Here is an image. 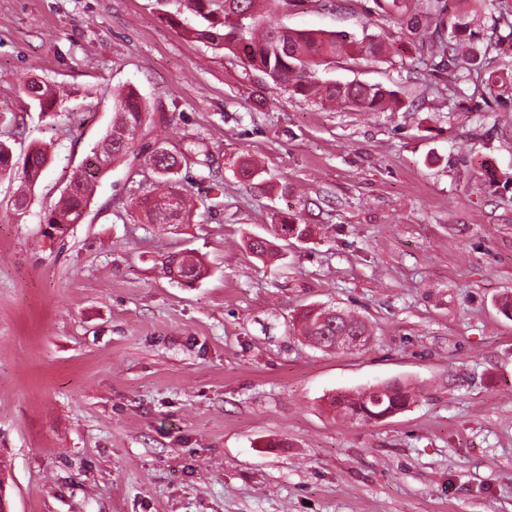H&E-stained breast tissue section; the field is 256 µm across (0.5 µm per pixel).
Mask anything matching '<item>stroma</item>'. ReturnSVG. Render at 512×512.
<instances>
[{
    "mask_svg": "<svg viewBox=\"0 0 512 512\" xmlns=\"http://www.w3.org/2000/svg\"><path fill=\"white\" fill-rule=\"evenodd\" d=\"M372 0H273L263 21L375 34L390 48L319 78L398 90L394 112L332 111L186 37L175 0H0V461L11 512H512V43L497 95L477 76L421 83L419 52ZM67 87L42 115L22 80ZM148 116L98 176L80 223L43 214L99 151L112 96ZM196 140L191 223L143 224L149 156ZM51 161L34 186L23 159ZM262 176L247 185L237 160ZM27 193L21 217L12 201ZM311 225L274 260L246 241ZM207 275L166 278L165 257ZM335 306L372 340L323 350L300 311ZM413 400L353 421L338 392ZM161 269L164 275L179 284H182V279L198 281L207 275V268L202 259L190 252L168 255L163 261Z\"/></svg>",
    "mask_w": 512,
    "mask_h": 512,
    "instance_id": "obj_1",
    "label": "stroma"
}]
</instances>
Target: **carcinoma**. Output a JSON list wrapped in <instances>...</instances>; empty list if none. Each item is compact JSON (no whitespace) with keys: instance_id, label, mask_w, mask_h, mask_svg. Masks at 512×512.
Wrapping results in <instances>:
<instances>
[{"instance_id":"carcinoma-1","label":"carcinoma","mask_w":512,"mask_h":512,"mask_svg":"<svg viewBox=\"0 0 512 512\" xmlns=\"http://www.w3.org/2000/svg\"><path fill=\"white\" fill-rule=\"evenodd\" d=\"M177 13L185 11L199 18L195 26L185 29L194 38L216 48L235 54L243 63L261 71L275 85L303 96H315L322 102L334 103L355 111L384 110L398 106V92L380 85L338 83L316 79V68L328 66L335 59L376 60L387 52L378 36L357 38L346 32L293 30L276 24L260 26V4L270 0H176ZM449 0H373V13L400 22L404 35L426 55V65L433 74L448 77L456 84L481 69L489 71L497 61L498 44L502 38L512 40V6L501 0L497 24L508 29L489 37L477 46L480 36L466 21L468 13L452 11ZM26 94L36 101L40 112L53 117L59 108L56 92L46 84H23ZM146 105L137 91L126 89L115 96L112 129L105 137L100 151L107 165L127 155L135 147L141 129ZM199 155L197 146L190 143L177 153L156 146L150 155V166L156 175L157 190L138 196L133 205L148 224H187L192 207L187 195L177 182L182 165ZM49 161L48 151L31 150L25 158L23 171L29 184L37 182ZM96 174L82 169L75 171L69 188L58 203L43 217V223L75 224L84 214L90 201V189ZM311 234L309 225L283 220L277 225L273 239L250 238L249 252L258 258L277 253L278 240L288 238L306 240ZM162 271L169 279L198 281L207 275L201 258L180 252L168 255L162 262ZM329 309L312 307L301 313L300 321L305 337H312L323 347H336L335 337L357 333L369 334L366 324L345 312L343 316H328ZM411 399L408 393L380 392L374 397L364 390L353 399L346 393L331 397L330 406L336 413L350 420L370 421L394 408L405 407Z\"/></svg>"}]
</instances>
